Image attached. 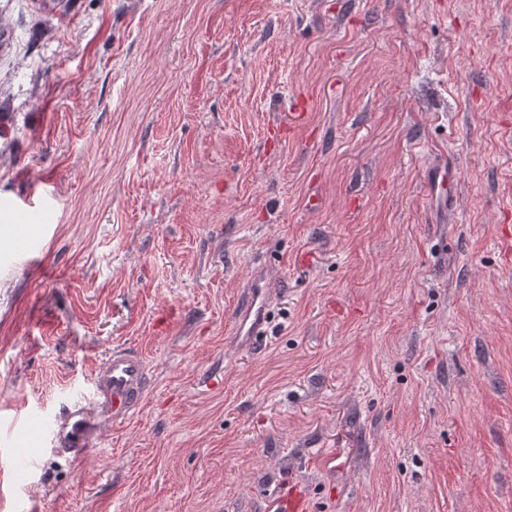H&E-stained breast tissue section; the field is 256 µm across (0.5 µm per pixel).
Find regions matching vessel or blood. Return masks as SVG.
Returning a JSON list of instances; mask_svg holds the SVG:
<instances>
[{
    "instance_id": "b4317fda",
    "label": "vessel or blood",
    "mask_w": 512,
    "mask_h": 512,
    "mask_svg": "<svg viewBox=\"0 0 512 512\" xmlns=\"http://www.w3.org/2000/svg\"><path fill=\"white\" fill-rule=\"evenodd\" d=\"M438 205L448 203L449 174L447 166L434 168L429 180ZM268 305V285L252 280L242 316L235 330L245 341H252L262 328ZM147 364L139 355L126 349H112L92 382V396L79 401L50 425L53 449L76 459L86 456L97 440L101 419L115 423L129 420L140 408L147 382ZM267 512H309L308 503L299 491H286L269 500Z\"/></svg>"
}]
</instances>
